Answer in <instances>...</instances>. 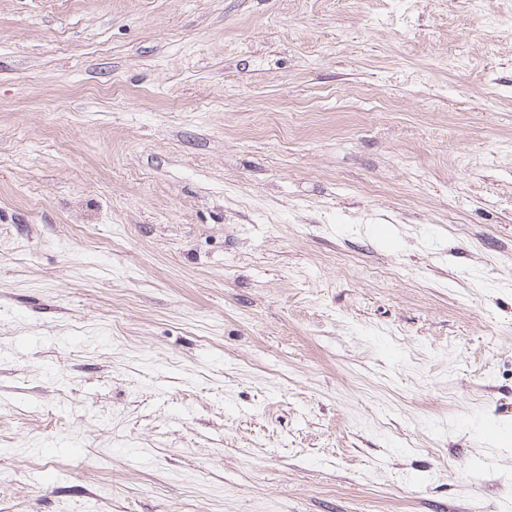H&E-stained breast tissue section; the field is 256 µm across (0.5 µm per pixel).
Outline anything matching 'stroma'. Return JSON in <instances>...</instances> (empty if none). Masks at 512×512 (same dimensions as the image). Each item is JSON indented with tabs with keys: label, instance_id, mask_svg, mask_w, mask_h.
<instances>
[{
	"label": "stroma",
	"instance_id": "1",
	"mask_svg": "<svg viewBox=\"0 0 512 512\" xmlns=\"http://www.w3.org/2000/svg\"><path fill=\"white\" fill-rule=\"evenodd\" d=\"M0 512H512V0H0Z\"/></svg>",
	"mask_w": 512,
	"mask_h": 512
}]
</instances>
